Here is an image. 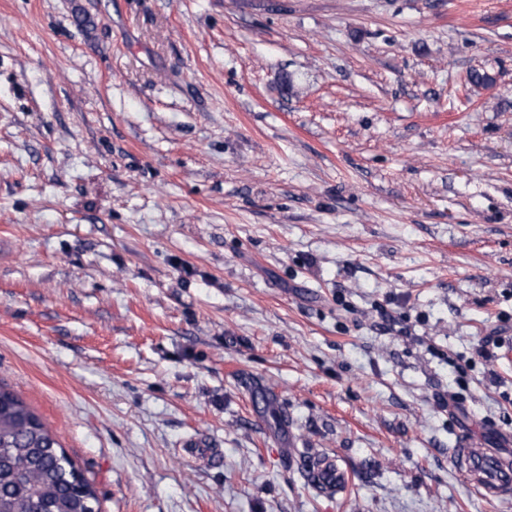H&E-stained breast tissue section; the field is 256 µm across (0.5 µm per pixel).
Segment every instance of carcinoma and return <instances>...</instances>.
I'll return each instance as SVG.
<instances>
[{
  "label": "carcinoma",
  "mask_w": 512,
  "mask_h": 512,
  "mask_svg": "<svg viewBox=\"0 0 512 512\" xmlns=\"http://www.w3.org/2000/svg\"><path fill=\"white\" fill-rule=\"evenodd\" d=\"M0 512H100L95 491L41 419L0 385Z\"/></svg>",
  "instance_id": "obj_1"
}]
</instances>
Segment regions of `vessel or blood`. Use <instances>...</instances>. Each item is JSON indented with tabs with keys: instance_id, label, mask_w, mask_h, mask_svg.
I'll list each match as a JSON object with an SVG mask.
<instances>
[{
	"instance_id": "1",
	"label": "vessel or blood",
	"mask_w": 512,
	"mask_h": 512,
	"mask_svg": "<svg viewBox=\"0 0 512 512\" xmlns=\"http://www.w3.org/2000/svg\"><path fill=\"white\" fill-rule=\"evenodd\" d=\"M455 462L460 478L474 491L503 504L512 502V459L467 442L456 449ZM342 478L343 471L333 460L324 461L311 474L320 487L335 485Z\"/></svg>"
}]
</instances>
